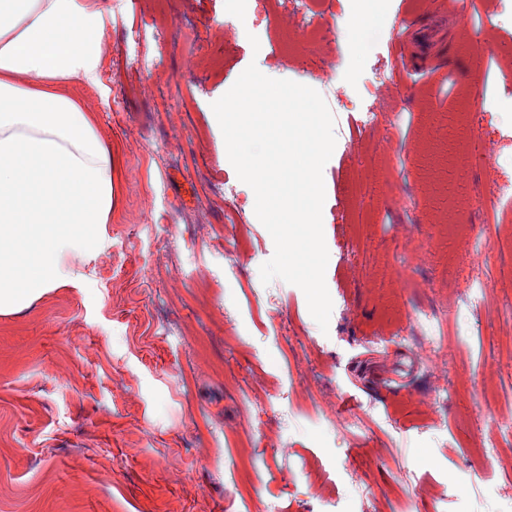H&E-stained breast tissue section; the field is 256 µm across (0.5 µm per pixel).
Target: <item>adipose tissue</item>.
<instances>
[{
	"mask_svg": "<svg viewBox=\"0 0 512 512\" xmlns=\"http://www.w3.org/2000/svg\"><path fill=\"white\" fill-rule=\"evenodd\" d=\"M95 0H0V315L80 285L106 249L112 148L68 84L99 83Z\"/></svg>",
	"mask_w": 512,
	"mask_h": 512,
	"instance_id": "1",
	"label": "adipose tissue"
}]
</instances>
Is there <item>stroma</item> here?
Listing matches in <instances>:
<instances>
[{"instance_id": "obj_1", "label": "stroma", "mask_w": 512, "mask_h": 512, "mask_svg": "<svg viewBox=\"0 0 512 512\" xmlns=\"http://www.w3.org/2000/svg\"><path fill=\"white\" fill-rule=\"evenodd\" d=\"M101 2V83L69 91L114 150L111 244L89 283L0 316V512H512V437L485 422L512 420V202L494 224L477 194L512 179L504 0L463 7L446 64L412 75L393 46L425 0L353 35L350 0ZM325 57L354 124L323 169L324 331L262 283L274 242L211 105L252 64L322 90ZM465 130L498 152L459 173Z\"/></svg>"}]
</instances>
